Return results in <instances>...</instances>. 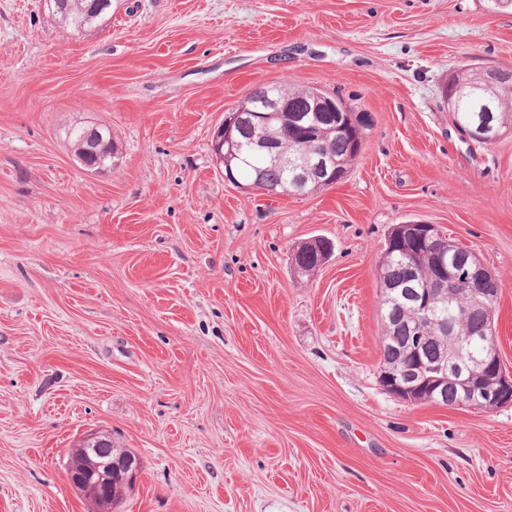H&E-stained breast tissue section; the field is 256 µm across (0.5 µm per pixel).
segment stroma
Returning <instances> with one entry per match:
<instances>
[{
  "instance_id": "stroma-1",
  "label": "stroma",
  "mask_w": 512,
  "mask_h": 512,
  "mask_svg": "<svg viewBox=\"0 0 512 512\" xmlns=\"http://www.w3.org/2000/svg\"><path fill=\"white\" fill-rule=\"evenodd\" d=\"M512 69L486 0H112L70 31L0 0V512H95L68 480L90 433L140 461L115 512H512V405L411 404L378 382L376 268L435 225L504 284L512 133L458 130L460 67ZM367 113L347 176L302 197L225 182L213 130L257 85ZM107 131L111 169L68 131ZM329 260L296 272L302 243Z\"/></svg>"
}]
</instances>
